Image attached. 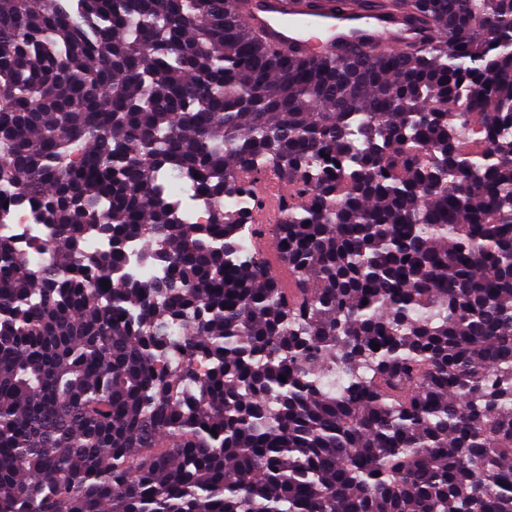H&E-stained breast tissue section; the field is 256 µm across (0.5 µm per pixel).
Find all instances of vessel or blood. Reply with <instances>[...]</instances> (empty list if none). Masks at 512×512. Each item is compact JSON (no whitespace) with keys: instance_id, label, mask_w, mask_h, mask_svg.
<instances>
[{"instance_id":"b4317fda","label":"vessel or blood","mask_w":512,"mask_h":512,"mask_svg":"<svg viewBox=\"0 0 512 512\" xmlns=\"http://www.w3.org/2000/svg\"><path fill=\"white\" fill-rule=\"evenodd\" d=\"M244 20L269 43L306 57L341 55L373 46L380 50L422 44L427 31L400 18L347 6L295 11L287 0H252Z\"/></svg>"}]
</instances>
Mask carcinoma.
Listing matches in <instances>:
<instances>
[{
    "instance_id": "cac0c4a2",
    "label": "carcinoma",
    "mask_w": 512,
    "mask_h": 512,
    "mask_svg": "<svg viewBox=\"0 0 512 512\" xmlns=\"http://www.w3.org/2000/svg\"><path fill=\"white\" fill-rule=\"evenodd\" d=\"M340 1L433 36L0 0V221L50 229L0 235V512H512V0H293ZM262 158L275 264L224 202ZM244 20L269 43L305 57L344 53L373 46L380 50L420 45L431 32L373 10L339 8L296 12L286 0H251ZM264 171L262 175L267 180L266 194H267V207L262 213L260 222L263 224H279L282 220L283 214L281 212V205L279 202L280 189L277 179L274 175V167L270 163L262 165ZM177 197L183 205L184 210L188 212L193 221L201 222L204 219V206L194 197L191 183H182ZM8 223L0 226V233L12 235L21 246L28 238L44 236L48 232L43 224H36L32 215L25 211L12 213Z\"/></svg>"
}]
</instances>
